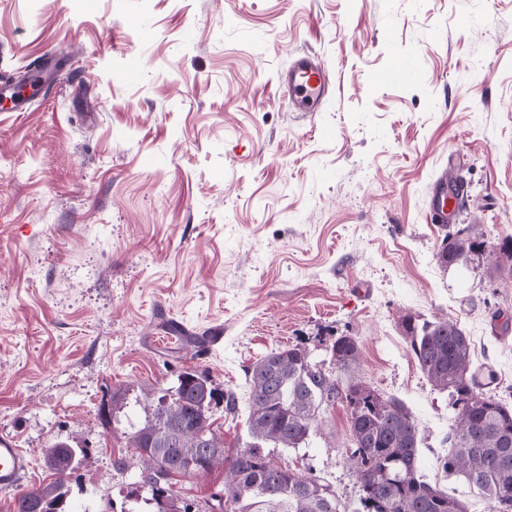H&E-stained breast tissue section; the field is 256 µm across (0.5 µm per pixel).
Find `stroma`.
<instances>
[{"instance_id": "1", "label": "stroma", "mask_w": 512, "mask_h": 512, "mask_svg": "<svg viewBox=\"0 0 512 512\" xmlns=\"http://www.w3.org/2000/svg\"><path fill=\"white\" fill-rule=\"evenodd\" d=\"M303 53L332 77L315 112L279 82ZM46 60V90L0 103V436L31 462L24 488L50 482L52 445L86 446L74 512H121L135 474L112 460L142 385L209 375L237 398L212 409L232 452L257 359L350 336L360 377L413 414L421 473L491 512L441 468L452 410L399 318L458 322L512 406V276L487 270L512 267V0H0V81ZM403 62L412 80L383 81ZM452 157L467 210L441 226L430 188ZM474 213L479 257L440 265ZM171 322L224 340L154 348ZM117 390L130 405L107 427ZM350 441L339 404L272 457L353 507Z\"/></svg>"}]
</instances>
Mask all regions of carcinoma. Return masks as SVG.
Here are the masks:
<instances>
[{
  "mask_svg": "<svg viewBox=\"0 0 512 512\" xmlns=\"http://www.w3.org/2000/svg\"><path fill=\"white\" fill-rule=\"evenodd\" d=\"M479 251V242L457 232L446 235L436 257L446 267ZM400 324L430 385L450 397V451L442 469L464 477L498 512H512V407L476 384L470 336L449 320L419 324L403 315ZM359 361L350 336L336 338L327 360L316 361L297 345L264 355L249 371V441L231 455L212 428L217 388L209 376L190 370L169 388L146 387L144 419L127 433L141 469L129 484L131 508L121 512L141 503L155 512H194L174 493L173 480L220 467L224 494L211 505L220 512H467L465 502L425 480L410 410L367 386L357 374ZM337 404L350 413L346 454L359 481V508L352 511L329 483L276 464L270 451L299 448L317 430L321 411ZM124 406L123 395L112 394L100 408L103 423L111 425ZM90 457L86 446L53 445L45 455L53 481L18 496L13 512H68V478Z\"/></svg>",
  "mask_w": 512,
  "mask_h": 512,
  "instance_id": "1",
  "label": "carcinoma"
}]
</instances>
